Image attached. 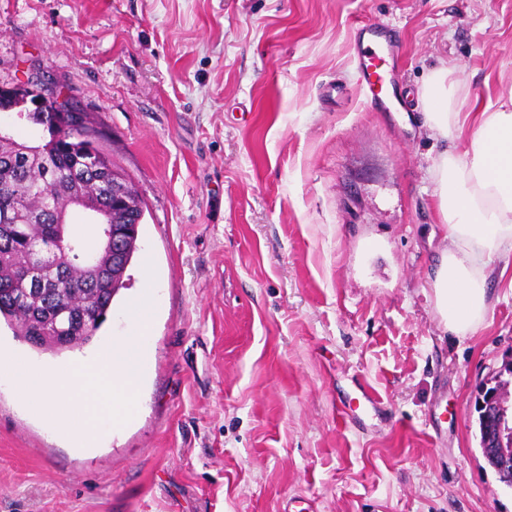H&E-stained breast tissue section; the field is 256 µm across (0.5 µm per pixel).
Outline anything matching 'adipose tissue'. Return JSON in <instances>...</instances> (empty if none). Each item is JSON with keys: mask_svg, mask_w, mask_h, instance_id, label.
<instances>
[{"mask_svg": "<svg viewBox=\"0 0 512 512\" xmlns=\"http://www.w3.org/2000/svg\"><path fill=\"white\" fill-rule=\"evenodd\" d=\"M420 102L432 137L444 138L459 121L448 70L430 72ZM465 156L442 153L433 166V196L449 232L432 286L445 328L458 335L482 324L488 298V260L512 247V100L480 106Z\"/></svg>", "mask_w": 512, "mask_h": 512, "instance_id": "1", "label": "adipose tissue"}]
</instances>
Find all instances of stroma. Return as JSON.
Wrapping results in <instances>:
<instances>
[{
  "label": "stroma",
  "mask_w": 512,
  "mask_h": 512,
  "mask_svg": "<svg viewBox=\"0 0 512 512\" xmlns=\"http://www.w3.org/2000/svg\"><path fill=\"white\" fill-rule=\"evenodd\" d=\"M365 21L395 31L398 100L358 84ZM447 65L456 109L512 98V0H0V86L41 81L90 114L145 217L126 289L89 344L157 304L133 416L81 450L0 380V512H512L483 458L476 386L512 356V249L488 311L446 331L448 242L419 100ZM377 391L371 410L355 379Z\"/></svg>",
  "instance_id": "1"
}]
</instances>
